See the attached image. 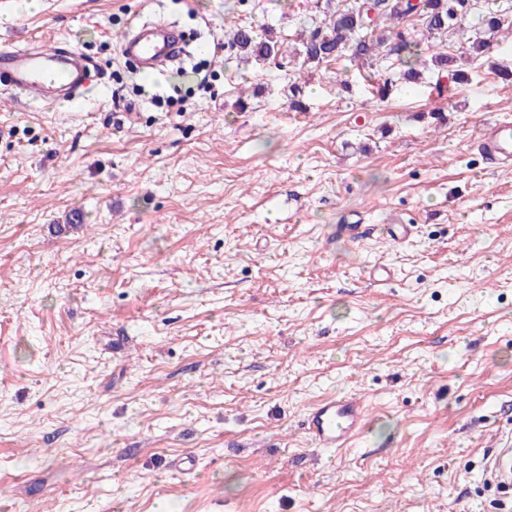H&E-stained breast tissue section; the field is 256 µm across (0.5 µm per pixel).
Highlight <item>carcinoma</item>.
Instances as JSON below:
<instances>
[{"label": "carcinoma", "mask_w": 512, "mask_h": 512, "mask_svg": "<svg viewBox=\"0 0 512 512\" xmlns=\"http://www.w3.org/2000/svg\"><path fill=\"white\" fill-rule=\"evenodd\" d=\"M466 0H351L344 8L326 9L323 18L301 28L297 46L287 52L274 32L260 36L248 27H236L224 45L239 60L249 63L276 61L287 56L298 71L349 56L361 69L372 70L383 56H392L400 66L399 79L417 82L426 72L454 84L468 80V72L458 68L446 54L432 53L435 41L457 35L468 45V54L483 56L494 39L512 28V20L497 11L478 14L464 8ZM416 17L422 30L409 32L398 22Z\"/></svg>", "instance_id": "cac0c4a2"}]
</instances>
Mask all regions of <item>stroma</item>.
Listing matches in <instances>:
<instances>
[{"label":"stroma","mask_w":512,"mask_h":512,"mask_svg":"<svg viewBox=\"0 0 512 512\" xmlns=\"http://www.w3.org/2000/svg\"><path fill=\"white\" fill-rule=\"evenodd\" d=\"M347 2L0 0V49L92 70L74 107L0 92V512L512 502L487 468L512 448V169L474 147L512 115V40L475 59L448 37L470 83L383 101L348 60L300 76L219 49L235 26L294 43ZM135 17L193 56L144 79L119 46ZM344 394L361 439L315 447L302 416Z\"/></svg>","instance_id":"1"}]
</instances>
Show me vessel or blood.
<instances>
[{"mask_svg":"<svg viewBox=\"0 0 512 512\" xmlns=\"http://www.w3.org/2000/svg\"><path fill=\"white\" fill-rule=\"evenodd\" d=\"M179 34L161 27L148 33L145 23L130 25L121 43L124 56L145 69H157L177 52ZM89 67L81 56L52 48L38 53L0 50V84L14 92L45 102L50 96L75 98L88 87ZM479 153L500 167L512 166V122L495 120L483 126ZM367 419L364 401L338 396L323 400L303 417V430L319 448H343L363 431ZM489 471L502 484L512 486V448L501 449L489 461Z\"/></svg>","mask_w":512,"mask_h":512,"instance_id":"1","label":"vessel or blood"}]
</instances>
